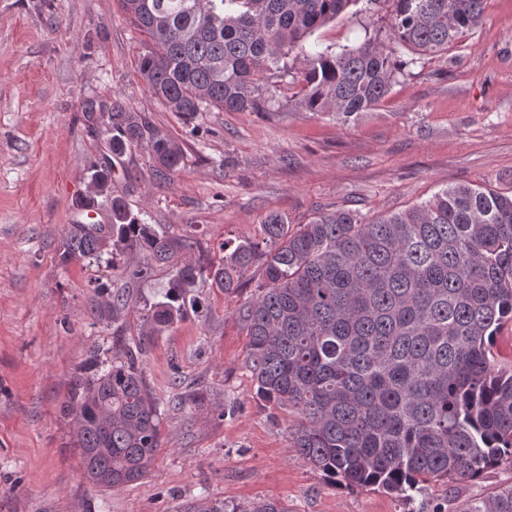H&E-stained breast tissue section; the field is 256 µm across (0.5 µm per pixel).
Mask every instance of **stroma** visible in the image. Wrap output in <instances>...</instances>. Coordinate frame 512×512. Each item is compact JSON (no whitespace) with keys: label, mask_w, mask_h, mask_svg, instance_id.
Segmentation results:
<instances>
[{"label":"stroma","mask_w":512,"mask_h":512,"mask_svg":"<svg viewBox=\"0 0 512 512\" xmlns=\"http://www.w3.org/2000/svg\"><path fill=\"white\" fill-rule=\"evenodd\" d=\"M388 6L359 0L306 41L341 51L387 43ZM143 37L119 0H0V512H189L199 498L241 507L265 499L290 512H459L512 485L504 463L482 478L430 482L412 500L334 484L291 446L293 412L255 395L239 307L260 283L211 288L199 312L154 330L171 265L127 283L111 267L62 263L58 245L79 218L87 171L100 149L81 112L87 100L123 101L178 141L170 178L150 171L146 144L112 170L130 210L169 236L198 240L187 258H218L225 241L255 238L267 216L308 223L323 209L379 216L442 189L475 183L512 191V0H486L482 26L448 52L405 64L387 96L343 121L290 104L302 58L266 72L280 101L268 112L210 110L193 122L169 112L138 72ZM129 290L126 310L95 320V285ZM138 361L162 412L161 448L148 474L110 491L89 484L62 406L90 348ZM202 401L178 407L176 393Z\"/></svg>","instance_id":"1"}]
</instances>
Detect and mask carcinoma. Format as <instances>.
<instances>
[{
  "label": "carcinoma",
  "mask_w": 512,
  "mask_h": 512,
  "mask_svg": "<svg viewBox=\"0 0 512 512\" xmlns=\"http://www.w3.org/2000/svg\"><path fill=\"white\" fill-rule=\"evenodd\" d=\"M391 4L386 44L371 39L340 52L309 51L306 37L359 0H120L145 36L138 69L147 91L186 121L212 108L265 112L258 84L290 53L304 55L296 101L306 112L348 119L381 102L400 67L398 50L420 56L448 50L483 24L486 0H368ZM107 116L92 166L86 207H107L109 224H69L62 262L98 263L137 252L126 279L147 278L197 242L156 231L112 187L114 162L147 142L152 174L169 177L183 159L179 142L121 101L89 100ZM205 264L176 265L154 327L195 308L192 288L236 291L252 269L257 293L238 318L250 336L246 367L256 397L298 416L292 448L327 478L409 500L431 481H468L512 464V372L495 369L491 348L512 320V194L478 184L449 186L403 211L366 219L345 209L319 211L306 224L270 214L262 239L221 244ZM128 295L93 300L108 322ZM76 376L63 411L72 419L85 478L114 490L143 478L161 448V413L136 350ZM192 512H290L280 500L247 508L204 499ZM462 512H512V487Z\"/></svg>",
  "instance_id": "obj_1"
}]
</instances>
